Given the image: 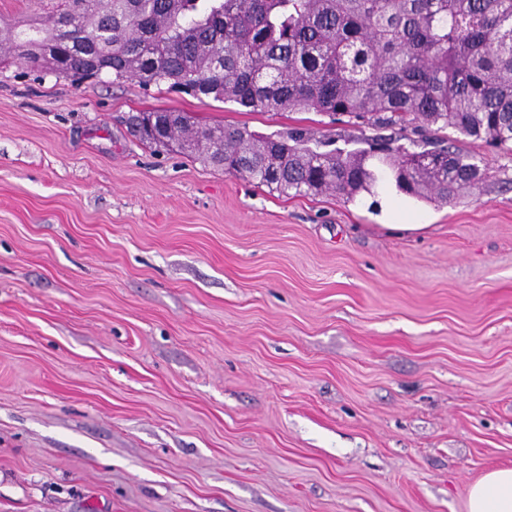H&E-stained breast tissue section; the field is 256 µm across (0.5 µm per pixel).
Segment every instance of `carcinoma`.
<instances>
[{"mask_svg":"<svg viewBox=\"0 0 512 512\" xmlns=\"http://www.w3.org/2000/svg\"><path fill=\"white\" fill-rule=\"evenodd\" d=\"M0 53L81 82L94 54L117 81L167 84L248 112L313 111L377 128H451L512 145V0H64L58 13L0 27ZM140 140L282 195L373 194V158L413 198L448 203L482 176L448 144L378 138L323 151L293 128L262 135L186 112L128 117Z\"/></svg>","mask_w":512,"mask_h":512,"instance_id":"carcinoma-1","label":"carcinoma"}]
</instances>
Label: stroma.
<instances>
[{"mask_svg":"<svg viewBox=\"0 0 512 512\" xmlns=\"http://www.w3.org/2000/svg\"><path fill=\"white\" fill-rule=\"evenodd\" d=\"M154 110L385 133L0 63V512H466L512 469V151L449 132L485 175L445 204L285 197Z\"/></svg>","mask_w":512,"mask_h":512,"instance_id":"1","label":"stroma"}]
</instances>
